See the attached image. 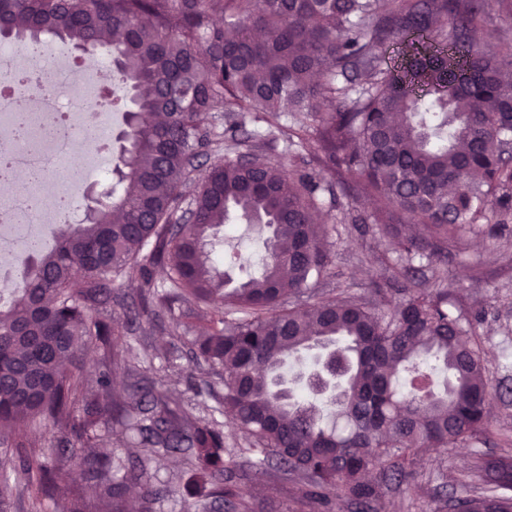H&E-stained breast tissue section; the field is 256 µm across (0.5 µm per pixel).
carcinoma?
I'll list each match as a JSON object with an SVG mask.
<instances>
[{"instance_id": "1", "label": "carcinoma", "mask_w": 512, "mask_h": 512, "mask_svg": "<svg viewBox=\"0 0 512 512\" xmlns=\"http://www.w3.org/2000/svg\"><path fill=\"white\" fill-rule=\"evenodd\" d=\"M492 0H0V21L16 46L48 42L89 48L115 61L104 110L126 106L127 148L113 169L112 202L61 225L33 252L8 302L0 303V426L50 421L59 441L19 443L0 459V512L13 491L42 512L57 479L47 460H79L80 483L61 512H153L167 485L148 473L176 452L190 466L183 512H252L235 484L249 463L302 483L301 502L336 498L372 512L384 484L404 475L423 444L455 446L488 424L490 397L480 338L463 323L444 280L408 285L416 258L431 259L487 218V198L512 210V43L474 49ZM400 46L397 66L381 50ZM224 113V141L213 137ZM259 112H306L302 127L264 135L245 130ZM161 114L164 120L152 121ZM307 151L289 172L278 142ZM222 153L200 179V159ZM377 198L375 224L406 263L397 288L376 303L351 295L298 302L336 276L313 213L337 205L325 170ZM400 211L426 230L418 240L385 222ZM235 216L269 225L262 271L232 280L214 265L208 238ZM160 268L162 286L153 284ZM138 271L135 293L122 279ZM132 300L133 317L104 311ZM207 330L190 335L195 321ZM185 334L195 358L224 382L218 412L247 434L228 448L223 425L171 405L141 384L142 372L110 356L114 337L142 321ZM96 343L103 365H78ZM332 344L346 372L326 399L301 372L308 398L277 382L318 345ZM448 372L431 391L430 360ZM133 379L124 397L112 376ZM81 412H76V408ZM134 436L136 454L89 451L108 422ZM374 471L381 480L368 481ZM487 494L457 499L452 512H512L506 465L487 470ZM139 488L129 499L131 487Z\"/></svg>"}]
</instances>
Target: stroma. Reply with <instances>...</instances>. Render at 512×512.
<instances>
[{
  "label": "stroma",
  "mask_w": 512,
  "mask_h": 512,
  "mask_svg": "<svg viewBox=\"0 0 512 512\" xmlns=\"http://www.w3.org/2000/svg\"><path fill=\"white\" fill-rule=\"evenodd\" d=\"M338 209L323 207L324 224L337 275L320 284L317 292L333 297L346 291L364 295L377 290L389 294V269L398 256L389 237L373 233L368 224H337ZM220 271L231 276L259 273L264 237L258 228L233 220L221 227L210 245ZM416 287H431L443 277L465 319H478L491 395L489 426L480 438L457 447L422 449L415 457L407 482H389L376 512H436L440 499L480 495L483 469L500 457H512V215L499 232L487 229L449 242L448 254L436 262L420 261ZM116 351L150 369L161 378L174 402L193 414L208 416L223 392L222 381L203 374L198 363L175 337L160 332L133 331L121 336ZM157 480L172 493L155 505V512H182L187 467L180 456L168 455L153 467ZM237 484L255 512H288L299 500V484L280 475L244 467Z\"/></svg>",
  "instance_id": "obj_1"
}]
</instances>
